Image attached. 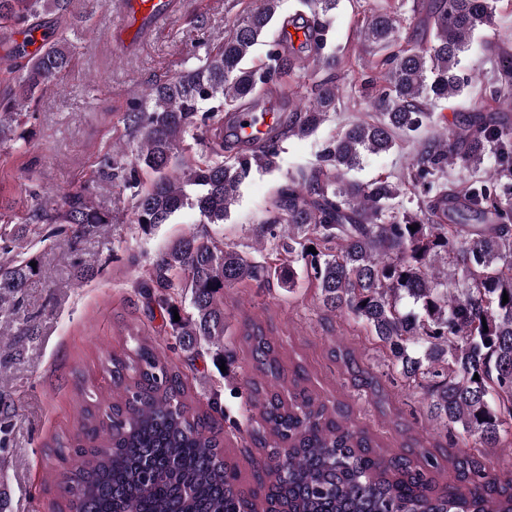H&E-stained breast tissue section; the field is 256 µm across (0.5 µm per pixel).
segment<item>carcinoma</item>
<instances>
[{"instance_id": "1", "label": "carcinoma", "mask_w": 512, "mask_h": 512, "mask_svg": "<svg viewBox=\"0 0 512 512\" xmlns=\"http://www.w3.org/2000/svg\"><path fill=\"white\" fill-rule=\"evenodd\" d=\"M74 2L0 0V33L21 34L48 16L69 17L77 32L87 15ZM338 3L297 0L288 16L326 77L307 105L288 109V127L268 135L256 150L224 155L220 112L276 92L278 77L294 69L298 52L283 47L270 49L262 66H247L280 0H260L233 23L222 45L205 50L198 66L130 102L131 159L109 157L103 166L133 191L135 223L166 224L187 207L203 224L224 222L251 162L272 164L283 137L309 135L336 111L342 61L324 53L321 19ZM494 3L432 4L420 22L426 32L422 46L398 50L393 6L370 9L364 41L386 52L383 87L370 98L379 118L333 138L318 166L278 190L265 224L288 263L304 262L322 306L362 322L401 379L426 391L430 412L449 439L512 449V125L477 114L464 135L428 139L408 172L415 209L399 210L401 190L389 181L345 178L365 155L392 150L400 134L417 131L431 119L432 107L462 90L460 53L475 31L493 23ZM72 48L63 34L46 38L13 89L0 96V146L14 140L16 128L36 111L37 92L68 67ZM497 93L512 104V56L503 58ZM200 116L213 121L212 159L177 174L172 161L186 138L195 136ZM490 151L496 164L485 179L462 190L443 181L448 161L476 166ZM142 171L153 175L147 185ZM33 217L60 225L56 232L68 231L73 239L110 223L109 214L82 191L63 193L55 207L39 204ZM9 250L0 248L5 360L19 337L28 335L13 327V315L41 273L25 257L7 256ZM250 281L264 285L266 268L191 233L155 260L142 287L168 316L172 348L189 361L210 353L229 373L236 354L224 345V289ZM133 340V354L114 353L104 366L112 382L107 409L94 392L83 391L77 434L50 450L62 469L56 512H512V470L491 473L474 455H450L453 478L441 484L436 473L442 465L430 450L414 460L389 453L349 424L342 405L330 407L304 388L288 404L270 393L283 380L282 366L256 320L240 336L260 376L249 383L246 404L261 406L273 443L257 462V488L246 493L224 460L215 420L192 411L184 373L153 337Z\"/></svg>"}]
</instances>
